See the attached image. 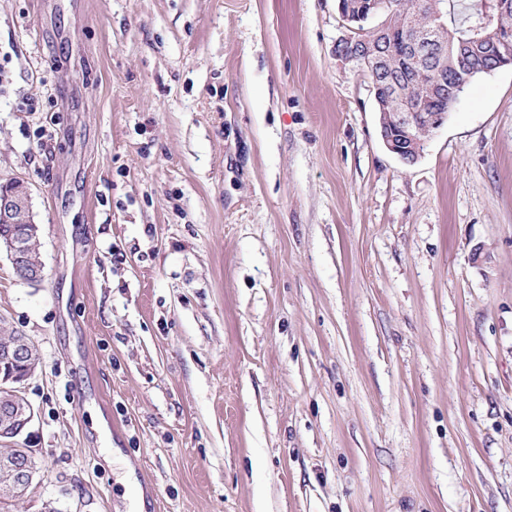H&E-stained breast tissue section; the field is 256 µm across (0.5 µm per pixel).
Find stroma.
I'll return each instance as SVG.
<instances>
[{
	"instance_id": "obj_1",
	"label": "stroma",
	"mask_w": 512,
	"mask_h": 512,
	"mask_svg": "<svg viewBox=\"0 0 512 512\" xmlns=\"http://www.w3.org/2000/svg\"><path fill=\"white\" fill-rule=\"evenodd\" d=\"M338 0H0L11 512H512V66L412 165ZM337 60L352 71L362 73L364 75H373L377 71V59L366 53H336ZM31 201V189L23 181L0 185V246H5L16 274L36 284L44 278V266L37 258L38 225ZM33 346L27 337L0 336V459L14 452V448L2 445L16 443L35 417L34 409L21 395L20 387L35 371L33 364L28 370L22 366V362L29 363L33 358ZM36 360L40 365V355ZM38 479L39 471L28 448H18L16 455L0 462L1 490L13 496L16 502H23L29 497Z\"/></svg>"
}]
</instances>
